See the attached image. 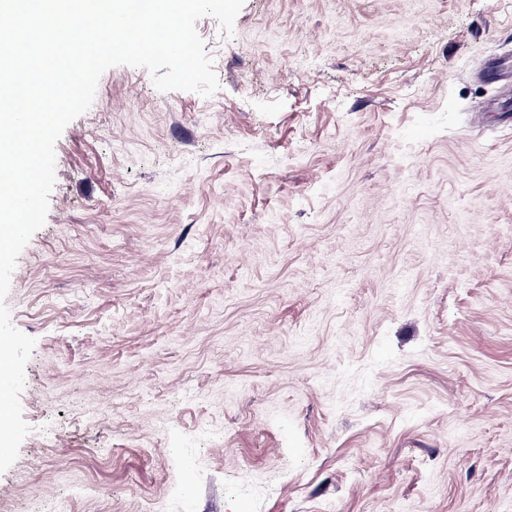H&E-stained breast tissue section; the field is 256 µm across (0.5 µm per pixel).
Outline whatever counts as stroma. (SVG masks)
<instances>
[{
  "label": "stroma",
  "mask_w": 512,
  "mask_h": 512,
  "mask_svg": "<svg viewBox=\"0 0 512 512\" xmlns=\"http://www.w3.org/2000/svg\"><path fill=\"white\" fill-rule=\"evenodd\" d=\"M115 66L5 304L0 512H512V0H244Z\"/></svg>",
  "instance_id": "35a3bbf8"
}]
</instances>
